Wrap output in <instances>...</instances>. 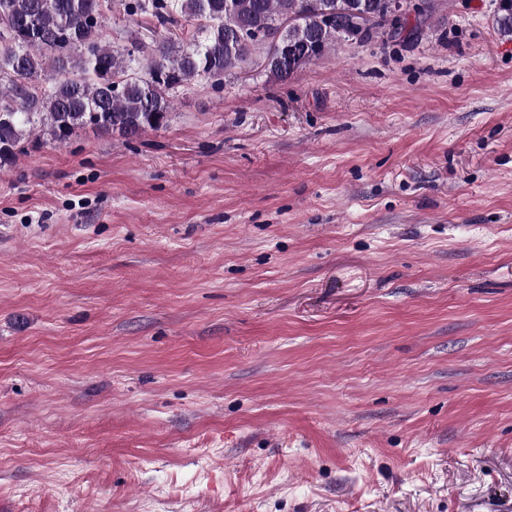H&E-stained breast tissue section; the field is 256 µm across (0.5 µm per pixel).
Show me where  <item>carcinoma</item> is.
I'll list each match as a JSON object with an SVG mask.
<instances>
[{
	"label": "carcinoma",
	"instance_id": "obj_1",
	"mask_svg": "<svg viewBox=\"0 0 512 512\" xmlns=\"http://www.w3.org/2000/svg\"><path fill=\"white\" fill-rule=\"evenodd\" d=\"M112 0H0V168L24 145L60 146L78 129L126 139L169 121L175 93L196 79L222 82L273 38L291 56L267 57L283 81L319 61L337 41L396 38L410 0H129L145 18L126 47L105 40ZM512 35V0H496ZM180 13L197 21L189 40L172 36Z\"/></svg>",
	"mask_w": 512,
	"mask_h": 512
}]
</instances>
